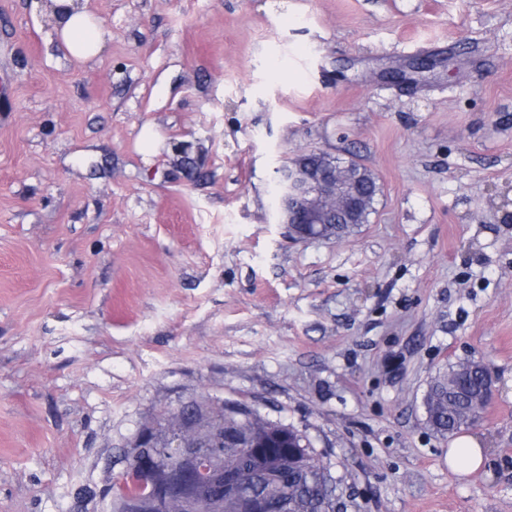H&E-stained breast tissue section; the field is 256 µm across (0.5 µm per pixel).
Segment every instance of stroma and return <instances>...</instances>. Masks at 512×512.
<instances>
[{
	"label": "stroma",
	"mask_w": 512,
	"mask_h": 512,
	"mask_svg": "<svg viewBox=\"0 0 512 512\" xmlns=\"http://www.w3.org/2000/svg\"><path fill=\"white\" fill-rule=\"evenodd\" d=\"M87 5L79 63L0 0V512H110L129 440L199 396L306 433L343 512H512V0ZM311 150L378 192L293 243L271 178ZM469 359L488 459L456 475L424 397Z\"/></svg>",
	"instance_id": "stroma-1"
}]
</instances>
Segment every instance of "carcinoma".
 I'll list each match as a JSON object with an SVG mask.
<instances>
[{
    "label": "carcinoma",
    "instance_id": "1",
    "mask_svg": "<svg viewBox=\"0 0 512 512\" xmlns=\"http://www.w3.org/2000/svg\"><path fill=\"white\" fill-rule=\"evenodd\" d=\"M488 373L490 368L484 363L459 362L431 380L424 405L429 426L435 434L443 438L453 436L467 426L465 415L481 414L484 405L478 395ZM197 408L208 413L215 426L224 429L227 439L252 438L260 446L272 439L273 434L280 435L281 441L275 446L288 449L302 465L300 473L278 488L287 512H335L336 482L325 469L306 465L313 455L310 440L304 433L291 425L264 420L251 407L231 400H205L199 402ZM146 454L161 457L163 451L157 447H129L124 451L122 463L133 468Z\"/></svg>",
    "mask_w": 512,
    "mask_h": 512
}]
</instances>
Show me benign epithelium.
I'll use <instances>...</instances> for the list:
<instances>
[{
	"label": "benign epithelium",
	"mask_w": 512,
	"mask_h": 512,
	"mask_svg": "<svg viewBox=\"0 0 512 512\" xmlns=\"http://www.w3.org/2000/svg\"><path fill=\"white\" fill-rule=\"evenodd\" d=\"M357 165L336 167V158L322 152L301 155L274 169L276 223L295 242L320 240L324 224H351L357 219L356 192L351 184ZM164 448L169 461L143 458L131 473H121L116 488L145 512H273L276 498L243 491L248 469L237 448L224 447V434L202 423L191 426L192 408L184 402L172 411ZM253 465L276 474L288 468V456L251 449Z\"/></svg>",
	"instance_id": "benign-epithelium-1"
}]
</instances>
